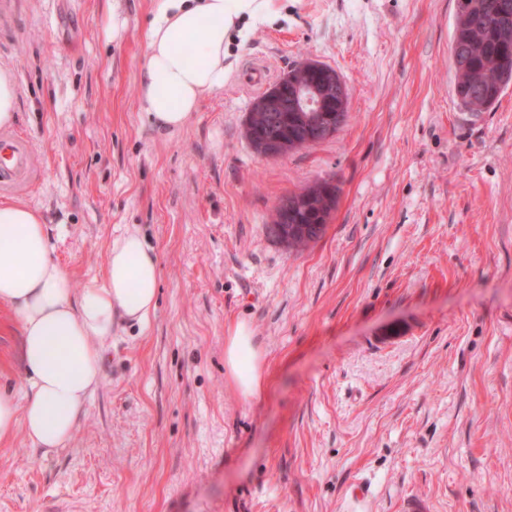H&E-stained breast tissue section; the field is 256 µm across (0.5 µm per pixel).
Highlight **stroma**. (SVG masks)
Listing matches in <instances>:
<instances>
[{
    "instance_id": "1",
    "label": "stroma",
    "mask_w": 512,
    "mask_h": 512,
    "mask_svg": "<svg viewBox=\"0 0 512 512\" xmlns=\"http://www.w3.org/2000/svg\"><path fill=\"white\" fill-rule=\"evenodd\" d=\"M156 0H16L0 67L34 166L0 202L43 217L73 294L135 225L160 288L115 316L67 447L0 441V512H512V88L462 110L457 0H275L230 47L223 87L177 130L151 125L140 70ZM312 59L350 91L346 123L288 155L243 135L262 66ZM339 188L300 252L278 201ZM247 322L266 389L244 397L224 339ZM0 305V392L24 375Z\"/></svg>"
}]
</instances>
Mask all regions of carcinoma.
I'll return each instance as SVG.
<instances>
[{"mask_svg":"<svg viewBox=\"0 0 512 512\" xmlns=\"http://www.w3.org/2000/svg\"><path fill=\"white\" fill-rule=\"evenodd\" d=\"M455 72L454 96L468 112H486L512 84V0H457V13L450 41ZM307 80L299 67L292 68L259 96L276 94L287 105L284 112H263L253 107L245 123L249 143L260 138L286 136L300 145L325 140L318 121L324 112H295L290 106L295 85ZM337 187L326 179L314 182L276 206L269 233L282 225L293 226L298 235L291 246L303 248L318 239L336 205Z\"/></svg>","mask_w":512,"mask_h":512,"instance_id":"cac0c4a2","label":"carcinoma"}]
</instances>
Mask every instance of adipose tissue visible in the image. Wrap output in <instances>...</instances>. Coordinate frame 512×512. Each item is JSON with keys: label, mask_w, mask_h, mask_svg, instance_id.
<instances>
[{"label": "adipose tissue", "mask_w": 512, "mask_h": 512, "mask_svg": "<svg viewBox=\"0 0 512 512\" xmlns=\"http://www.w3.org/2000/svg\"><path fill=\"white\" fill-rule=\"evenodd\" d=\"M274 0H158L141 68V107L154 126L181 128L204 94L224 84L225 41L244 22L259 21ZM40 213L0 204V305L21 331V398L0 394V440L23 431L32 447H66L100 381L98 344L112 334L115 313L145 321L155 309L160 265L133 228L108 252L103 282L72 299ZM229 376L245 396L259 395L261 355L246 324L224 345Z\"/></svg>", "instance_id": "obj_1"}]
</instances>
